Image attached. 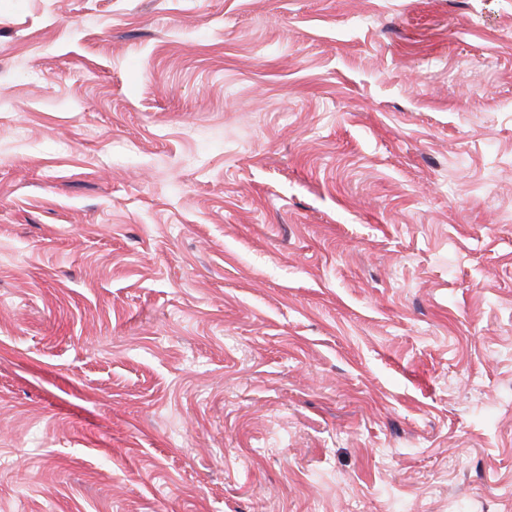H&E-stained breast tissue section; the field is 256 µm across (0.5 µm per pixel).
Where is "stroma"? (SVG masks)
Wrapping results in <instances>:
<instances>
[{"instance_id":"obj_1","label":"stroma","mask_w":512,"mask_h":512,"mask_svg":"<svg viewBox=\"0 0 512 512\" xmlns=\"http://www.w3.org/2000/svg\"><path fill=\"white\" fill-rule=\"evenodd\" d=\"M0 512H512V0H0Z\"/></svg>"}]
</instances>
